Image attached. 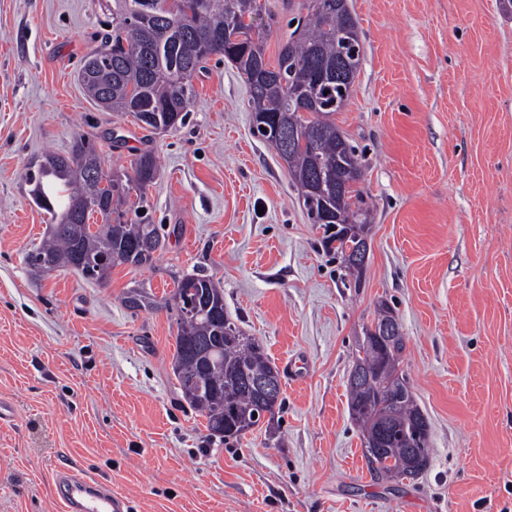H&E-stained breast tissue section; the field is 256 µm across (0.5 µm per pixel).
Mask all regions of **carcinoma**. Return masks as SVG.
Masks as SVG:
<instances>
[{
  "label": "carcinoma",
  "mask_w": 512,
  "mask_h": 512,
  "mask_svg": "<svg viewBox=\"0 0 512 512\" xmlns=\"http://www.w3.org/2000/svg\"><path fill=\"white\" fill-rule=\"evenodd\" d=\"M302 0L293 36L281 45L275 62L266 60L262 42H253L259 0H112V45L96 50L94 68L78 79L98 106L134 117L150 131L184 124L195 100L194 75L213 55L230 60L249 89L250 112L256 122H271L278 137H264L283 160L300 189L311 223L323 228V245L342 267L355 273L359 286L364 267H351L366 245L345 238L343 230L370 224L363 192L360 157L330 120L349 99L359 70L362 46L358 24L344 0ZM133 175L121 177L102 168L92 139L80 135L68 153H50L30 174L33 203L54 220L48 239L28 255L32 270L49 262L103 283L116 265L150 267L161 248L155 224L123 221L120 206L129 202L157 175L150 151L136 155ZM105 224L91 230L94 213ZM177 316L173 374L184 400L207 419L210 435L224 443L238 441L259 425L254 413L266 410L272 424L281 409L278 397L261 398L250 382L280 379L264 344L248 336L224 312V289L208 275L173 278ZM131 308L152 306L138 289L127 293ZM396 318L387 303L377 307L373 327ZM371 327V328H373ZM371 328L363 331L347 380L349 413L360 429L365 455L376 476L416 479L429 464V435L415 436L413 425L423 412L410 385L399 373L405 336L382 347ZM417 466L405 465L408 455Z\"/></svg>",
  "instance_id": "1"
}]
</instances>
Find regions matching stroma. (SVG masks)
Masks as SVG:
<instances>
[{
	"mask_svg": "<svg viewBox=\"0 0 512 512\" xmlns=\"http://www.w3.org/2000/svg\"><path fill=\"white\" fill-rule=\"evenodd\" d=\"M362 66L333 120L363 155L371 249L354 279L321 243L286 164L251 131L224 59L192 83L184 125L146 136L77 74L112 0H0V512H57L59 470L109 481L131 512H512V14L499 0H349ZM257 18L268 60L287 0ZM92 137L105 171L148 149L153 267L93 284L26 253L50 217L27 172ZM204 271L229 317L281 368V411L227 445L173 375V278ZM132 289L155 301L128 308ZM407 339L400 368L431 428L413 481L370 472L348 408L357 341L377 306ZM302 362L300 375L286 373Z\"/></svg>",
	"mask_w": 512,
	"mask_h": 512,
	"instance_id": "1",
	"label": "stroma"
}]
</instances>
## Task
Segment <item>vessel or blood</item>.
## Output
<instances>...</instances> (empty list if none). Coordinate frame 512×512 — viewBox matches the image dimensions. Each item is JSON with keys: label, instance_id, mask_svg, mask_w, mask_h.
<instances>
[{"label": "vessel or blood", "instance_id": "b4317fda", "mask_svg": "<svg viewBox=\"0 0 512 512\" xmlns=\"http://www.w3.org/2000/svg\"><path fill=\"white\" fill-rule=\"evenodd\" d=\"M56 503L60 512H129L127 499L93 477L70 470L56 481Z\"/></svg>", "mask_w": 512, "mask_h": 512}]
</instances>
